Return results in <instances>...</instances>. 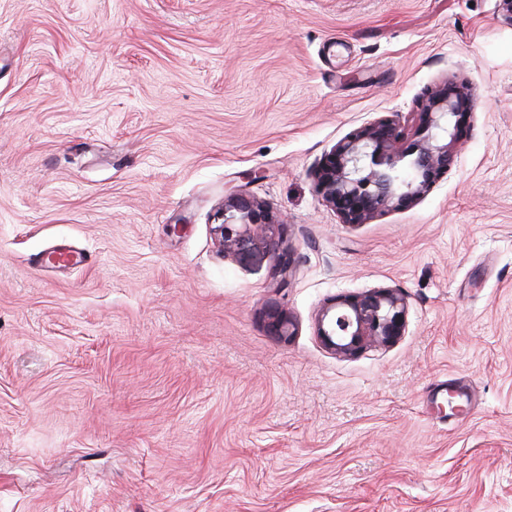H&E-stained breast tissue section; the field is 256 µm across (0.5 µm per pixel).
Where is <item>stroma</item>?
I'll list each match as a JSON object with an SVG mask.
<instances>
[{
  "label": "stroma",
  "mask_w": 512,
  "mask_h": 512,
  "mask_svg": "<svg viewBox=\"0 0 512 512\" xmlns=\"http://www.w3.org/2000/svg\"><path fill=\"white\" fill-rule=\"evenodd\" d=\"M451 78L455 163L341 223L324 154ZM238 193L283 224L285 287L219 248ZM61 245L97 261L35 264ZM375 288L404 336L327 349L320 310ZM0 512H512L501 0H0ZM267 329L273 335L280 339H287L294 332V323L287 318L278 307H271L267 312ZM293 329V330H291Z\"/></svg>",
  "instance_id": "1"
}]
</instances>
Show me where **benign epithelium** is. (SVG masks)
<instances>
[{"mask_svg": "<svg viewBox=\"0 0 512 512\" xmlns=\"http://www.w3.org/2000/svg\"><path fill=\"white\" fill-rule=\"evenodd\" d=\"M473 99L461 84L435 86L413 117L408 133L394 117H381L340 139L324 155L314 178L316 189L343 224H366L386 213L413 206L454 163L467 136ZM218 245L231 255L270 246L266 231L274 226L262 204L246 194L224 201ZM288 251L277 253L273 278L284 282ZM407 298L394 288H376L331 299L317 317L324 345L338 355L368 346H388L404 335ZM294 323L279 308L267 312L268 331L280 338L293 334Z\"/></svg>", "mask_w": 512, "mask_h": 512, "instance_id": "benign-epithelium-1", "label": "benign epithelium"}]
</instances>
